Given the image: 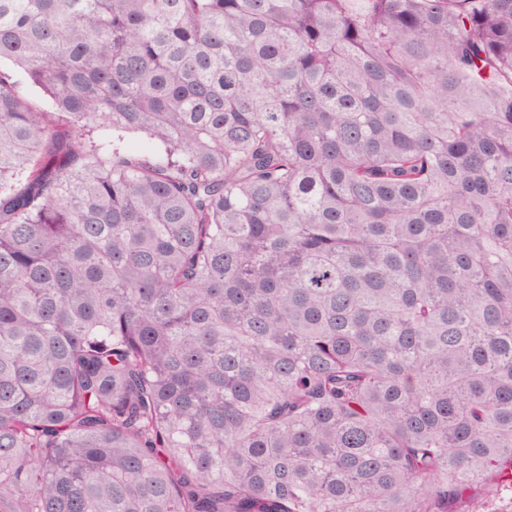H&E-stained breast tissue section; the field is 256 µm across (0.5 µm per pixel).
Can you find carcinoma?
Returning a JSON list of instances; mask_svg holds the SVG:
<instances>
[{"label":"carcinoma","mask_w":512,"mask_h":512,"mask_svg":"<svg viewBox=\"0 0 512 512\" xmlns=\"http://www.w3.org/2000/svg\"><path fill=\"white\" fill-rule=\"evenodd\" d=\"M505 493L512 0H0V512Z\"/></svg>","instance_id":"carcinoma-1"}]
</instances>
